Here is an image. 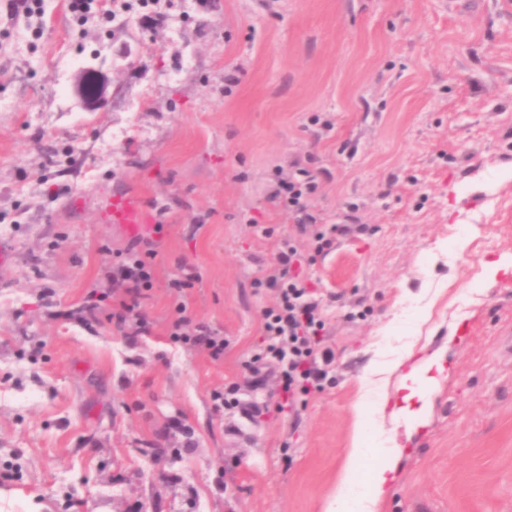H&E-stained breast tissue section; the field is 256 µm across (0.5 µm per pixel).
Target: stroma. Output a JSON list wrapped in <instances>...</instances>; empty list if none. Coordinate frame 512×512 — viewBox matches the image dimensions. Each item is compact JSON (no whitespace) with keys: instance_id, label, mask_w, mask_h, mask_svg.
Returning a JSON list of instances; mask_svg holds the SVG:
<instances>
[{"instance_id":"35a3bbf8","label":"stroma","mask_w":512,"mask_h":512,"mask_svg":"<svg viewBox=\"0 0 512 512\" xmlns=\"http://www.w3.org/2000/svg\"><path fill=\"white\" fill-rule=\"evenodd\" d=\"M297 168L312 225L271 196ZM130 192L159 241L134 337L83 310L125 255L106 204ZM285 237L335 363L282 412L245 362ZM0 243V512H323L382 391L370 363L410 343L449 372L424 426L395 429L382 512H512V0H0ZM183 263L220 358L169 339ZM231 388L265 413L218 407ZM77 92L85 103H101L105 93L104 81L99 76L91 79L82 78L77 86Z\"/></svg>"}]
</instances>
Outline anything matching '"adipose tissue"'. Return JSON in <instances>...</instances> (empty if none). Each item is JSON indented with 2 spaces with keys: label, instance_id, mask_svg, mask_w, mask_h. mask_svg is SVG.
<instances>
[{
  "label": "adipose tissue",
  "instance_id": "ef3b65f1",
  "mask_svg": "<svg viewBox=\"0 0 512 512\" xmlns=\"http://www.w3.org/2000/svg\"><path fill=\"white\" fill-rule=\"evenodd\" d=\"M372 373L393 377V394L382 397L376 408L363 413L354 431L342 473L329 494L323 512H381L396 479L398 462L404 454L386 423L404 425L415 431L429 412L431 396L445 376L441 354L417 355L414 348L399 352L389 361L371 368ZM381 455L380 464L369 471L366 482H358L359 464L370 455Z\"/></svg>",
  "mask_w": 512,
  "mask_h": 512
}]
</instances>
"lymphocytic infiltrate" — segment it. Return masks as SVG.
<instances>
[{
  "label": "lymphocytic infiltrate",
  "instance_id": "obj_1",
  "mask_svg": "<svg viewBox=\"0 0 512 512\" xmlns=\"http://www.w3.org/2000/svg\"><path fill=\"white\" fill-rule=\"evenodd\" d=\"M155 255L151 241L132 243L109 276L110 288L92 291L90 309L114 304L118 322L128 326L132 335L147 332L148 319L141 305L154 284ZM308 262V256L293 239L281 240L276 267L266 280L267 285L277 288L279 300L275 307L265 310L262 343L246 363L256 375L276 370L281 382L279 393L288 402L297 395L321 389L334 360L333 352L322 344L321 303L307 274ZM116 286L123 290L117 299L112 296ZM175 312L168 329L172 340L203 347L216 359L223 356L224 340L210 329L200 328L195 335L187 333L185 302H178Z\"/></svg>",
  "mask_w": 512,
  "mask_h": 512
}]
</instances>
